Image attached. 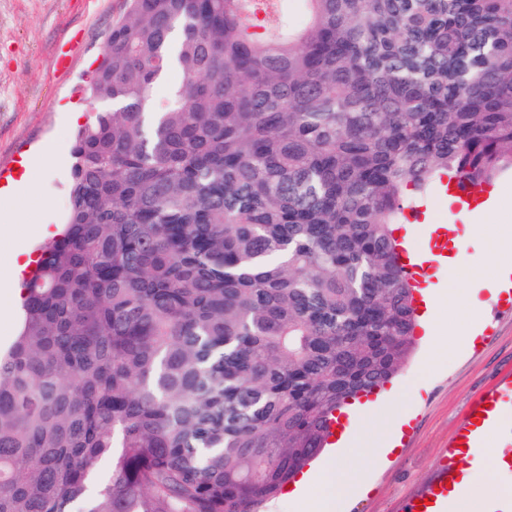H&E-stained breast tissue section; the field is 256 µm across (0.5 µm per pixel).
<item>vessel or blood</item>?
<instances>
[{
	"label": "vessel or blood",
	"mask_w": 512,
	"mask_h": 512,
	"mask_svg": "<svg viewBox=\"0 0 512 512\" xmlns=\"http://www.w3.org/2000/svg\"><path fill=\"white\" fill-rule=\"evenodd\" d=\"M449 193L454 199L455 211L448 223L434 225L429 241L430 257L421 256L407 242L398 245V261L410 284L420 290L416 304L421 309L426 306V297L421 293L425 286L421 274L427 263H446L448 238L456 234L459 220L472 214L476 205L492 196L489 186L474 185L462 179L450 181ZM492 433L500 436L492 465L500 473L512 474V370L503 373L470 404L430 477L400 504L399 512H458L463 482L461 463L480 458L485 439Z\"/></svg>",
	"instance_id": "vessel-or-blood-1"
}]
</instances>
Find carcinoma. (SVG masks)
<instances>
[{
  "label": "carcinoma",
  "mask_w": 512,
  "mask_h": 512,
  "mask_svg": "<svg viewBox=\"0 0 512 512\" xmlns=\"http://www.w3.org/2000/svg\"><path fill=\"white\" fill-rule=\"evenodd\" d=\"M304 2L123 0L0 351V512H261L400 370L404 211L512 168V0Z\"/></svg>",
  "instance_id": "1"
}]
</instances>
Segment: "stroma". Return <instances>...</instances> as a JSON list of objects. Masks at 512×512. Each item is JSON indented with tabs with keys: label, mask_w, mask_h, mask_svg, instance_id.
<instances>
[{
	"label": "stroma",
	"mask_w": 512,
	"mask_h": 512,
	"mask_svg": "<svg viewBox=\"0 0 512 512\" xmlns=\"http://www.w3.org/2000/svg\"><path fill=\"white\" fill-rule=\"evenodd\" d=\"M119 8L120 0H0V171L11 181L19 163L34 158L43 145L52 144L55 153L53 166L33 170L16 202L19 216L0 220V231L22 248L32 250L38 243L31 225L55 227L65 220L76 128L64 116L77 112L89 120L84 90ZM60 51L72 59L61 72L55 67ZM495 186L504 209L492 220L464 219L459 257L463 285L478 302L471 322L492 324L494 332L485 342L467 341L456 303H443L454 348L428 373L423 365L430 344L425 334H416L415 349L386 387L391 402L373 404L369 414L353 418L355 428H368L367 442L373 445L386 435L392 409L399 408L410 418L408 434L381 460L365 455L343 464V478L358 476L363 483L345 490L342 512H397L399 502L427 478L472 400L512 369V312H498L503 295L485 274L495 260L490 241L512 240V170L501 172Z\"/></svg>",
	"instance_id": "35a3bbf8"
}]
</instances>
